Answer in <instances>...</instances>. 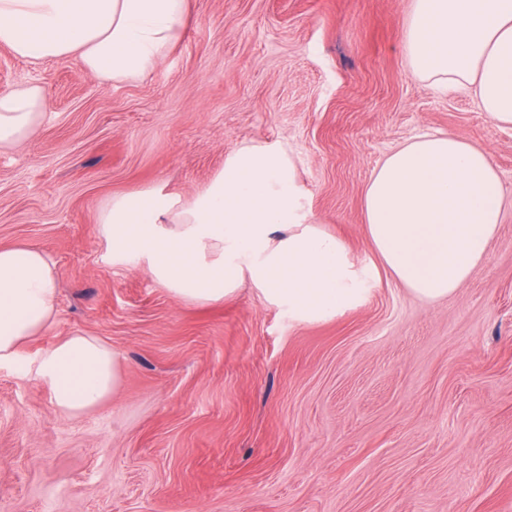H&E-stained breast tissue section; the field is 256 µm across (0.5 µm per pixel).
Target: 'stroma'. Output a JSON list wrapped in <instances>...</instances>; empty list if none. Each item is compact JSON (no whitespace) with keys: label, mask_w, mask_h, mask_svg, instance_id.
I'll list each match as a JSON object with an SVG mask.
<instances>
[{"label":"stroma","mask_w":512,"mask_h":512,"mask_svg":"<svg viewBox=\"0 0 512 512\" xmlns=\"http://www.w3.org/2000/svg\"><path fill=\"white\" fill-rule=\"evenodd\" d=\"M410 0H190L151 74L96 79L0 45V89L48 108L0 152V243L44 250L57 316L0 366V512H512V210L484 264L425 303L382 277L364 306L299 325L250 289L219 305L113 268L97 224L113 197L188 198L246 143L294 155L312 212L372 258L362 193L422 132L486 148L512 195V128L473 94L414 77ZM101 338L120 380L57 414L27 360Z\"/></svg>","instance_id":"1"}]
</instances>
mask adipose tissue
I'll return each instance as SVG.
<instances>
[{
	"mask_svg": "<svg viewBox=\"0 0 512 512\" xmlns=\"http://www.w3.org/2000/svg\"><path fill=\"white\" fill-rule=\"evenodd\" d=\"M189 0H0V45L32 63L78 61L117 83L148 75L176 44ZM401 49L414 76L473 92L492 121L512 126V0H414ZM47 109L35 83L0 90V151L25 143ZM490 154L452 133H424L391 152L363 190L374 260L313 220L296 161L279 142L244 144L200 192L156 186L109 199L97 222L113 265L143 268L175 298L223 303L242 288L299 324L353 311L390 276L422 301L454 295L476 273L508 204ZM48 255L0 246V365L57 312ZM27 371L54 409L77 416L119 379L112 348L80 333L41 350Z\"/></svg>",
	"mask_w": 512,
	"mask_h": 512,
	"instance_id": "obj_1",
	"label": "adipose tissue"
}]
</instances>
